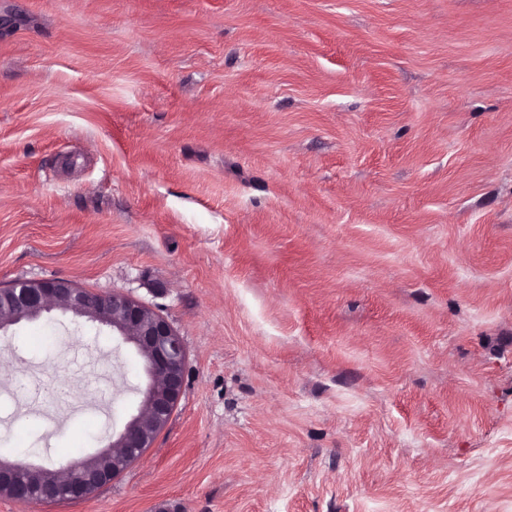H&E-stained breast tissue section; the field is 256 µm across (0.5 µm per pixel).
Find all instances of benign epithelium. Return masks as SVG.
Wrapping results in <instances>:
<instances>
[{"mask_svg": "<svg viewBox=\"0 0 512 512\" xmlns=\"http://www.w3.org/2000/svg\"><path fill=\"white\" fill-rule=\"evenodd\" d=\"M0 308L13 313L8 319L0 318V330L60 309L112 328L143 361L147 383L141 390L140 410L112 437L111 448L101 451L114 459L112 470L87 469L77 462L66 470V480L47 485L42 481L44 468L39 465H0V493L7 492L15 500L47 502L61 494L71 500L87 498L140 459L167 426L185 390L188 356L182 339L162 314L128 294H102L65 280L19 281L1 286ZM145 415L156 426L151 436L138 428Z\"/></svg>", "mask_w": 512, "mask_h": 512, "instance_id": "1", "label": "benign epithelium"}]
</instances>
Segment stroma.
<instances>
[{
  "mask_svg": "<svg viewBox=\"0 0 512 512\" xmlns=\"http://www.w3.org/2000/svg\"><path fill=\"white\" fill-rule=\"evenodd\" d=\"M122 291L182 399L94 495L0 512H512V0H0V286ZM0 459L106 449L146 382L0 332Z\"/></svg>",
  "mask_w": 512,
  "mask_h": 512,
  "instance_id": "obj_1",
  "label": "stroma"
}]
</instances>
